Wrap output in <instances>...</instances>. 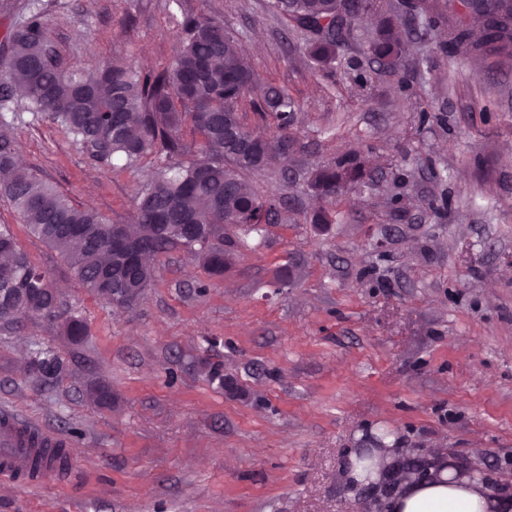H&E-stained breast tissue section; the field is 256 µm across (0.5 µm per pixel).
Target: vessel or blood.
<instances>
[{
  "mask_svg": "<svg viewBox=\"0 0 512 512\" xmlns=\"http://www.w3.org/2000/svg\"><path fill=\"white\" fill-rule=\"evenodd\" d=\"M72 443L16 413H0V478L38 486L66 470Z\"/></svg>",
  "mask_w": 512,
  "mask_h": 512,
  "instance_id": "b4317fda",
  "label": "vessel or blood"
}]
</instances>
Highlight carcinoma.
<instances>
[{"mask_svg": "<svg viewBox=\"0 0 512 512\" xmlns=\"http://www.w3.org/2000/svg\"><path fill=\"white\" fill-rule=\"evenodd\" d=\"M180 14L173 57L161 67L140 71L131 65L99 61L88 70L68 66L51 40L43 0H30L26 20L7 35L0 57V194L9 199L29 232L57 251L83 288L95 298L113 302L116 272L131 275L133 305L153 283V268L112 251V225L99 211L76 205L32 170L16 161V137L8 115L19 100L29 111L57 126L88 157L112 164V170L136 168L157 160L150 181L136 189L135 214L124 223L127 236L153 246V254L181 247L206 270L221 276L235 254L224 248V226L260 234L284 206L277 196H260L246 175L272 164L288 175L286 144H298L295 104L288 92L267 81L242 55L239 37L217 16ZM288 29L302 33L305 54L322 66L336 61L355 38L354 22L372 11L376 25L367 53L379 70L395 74L407 59L402 18L411 16L423 38L450 56L486 59L512 55V0H275ZM483 20L476 40L468 21ZM250 108L268 136L253 154L238 143L253 136L244 109ZM306 189L331 205L349 193L369 187L365 171L346 156L314 165ZM183 224H208L212 234L198 239L181 232ZM47 273L18 248L13 234L0 230V289L16 288L0 300V320L34 317L57 321L60 333L79 343L84 322L57 311L48 296ZM28 312L17 316L14 309ZM31 371L41 382L58 373L55 358L40 356Z\"/></svg>", "mask_w": 512, "mask_h": 512, "instance_id": "obj_1", "label": "carcinoma"}]
</instances>
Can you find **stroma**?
<instances>
[{"mask_svg":"<svg viewBox=\"0 0 512 512\" xmlns=\"http://www.w3.org/2000/svg\"><path fill=\"white\" fill-rule=\"evenodd\" d=\"M44 2L73 66L150 70L172 53L173 0ZM183 2L221 16L259 80L294 98V165L359 156L370 188L320 229L303 185H284L276 165L252 173L259 193L288 190L298 209L259 235L227 230L237 259L221 277L183 249L159 255L153 287L130 308L89 295L0 196V226L88 328L74 345L45 319L0 321V411L74 445L68 471L41 486L0 480V512H365L343 482L345 452L382 431L408 458L445 453L512 494V63L446 56L414 35L410 65L379 74L363 20L331 73L284 34L273 0ZM13 124L40 178L128 219L150 161L116 173L33 113ZM398 191L403 218L390 210ZM441 199L438 215L429 204ZM42 353L61 364L54 383L29 372ZM213 365L223 382L209 378ZM94 383L110 407L94 404Z\"/></svg>","mask_w":512,"mask_h":512,"instance_id":"stroma-1","label":"stroma"}]
</instances>
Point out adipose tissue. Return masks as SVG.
I'll list each match as a JSON object with an SVG mask.
<instances>
[{"label": "adipose tissue", "mask_w": 512, "mask_h": 512, "mask_svg": "<svg viewBox=\"0 0 512 512\" xmlns=\"http://www.w3.org/2000/svg\"><path fill=\"white\" fill-rule=\"evenodd\" d=\"M387 512H512V494L439 460L429 479L404 480L386 499Z\"/></svg>", "instance_id": "ef3b65f1"}]
</instances>
